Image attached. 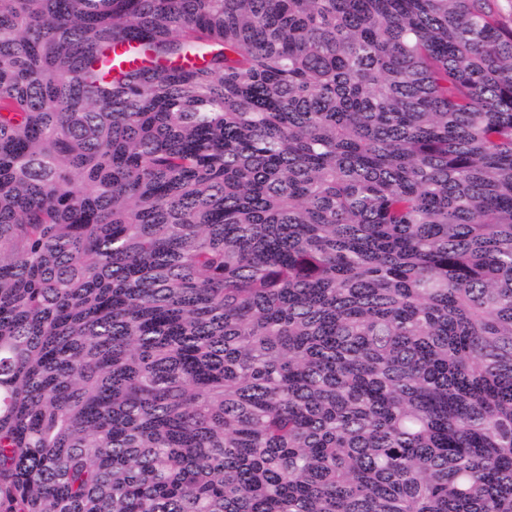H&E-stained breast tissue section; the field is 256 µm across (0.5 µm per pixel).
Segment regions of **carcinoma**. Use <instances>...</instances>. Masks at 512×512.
Returning a JSON list of instances; mask_svg holds the SVG:
<instances>
[{"label": "carcinoma", "instance_id": "obj_1", "mask_svg": "<svg viewBox=\"0 0 512 512\" xmlns=\"http://www.w3.org/2000/svg\"><path fill=\"white\" fill-rule=\"evenodd\" d=\"M0 512H512V0H0Z\"/></svg>", "mask_w": 512, "mask_h": 512}]
</instances>
